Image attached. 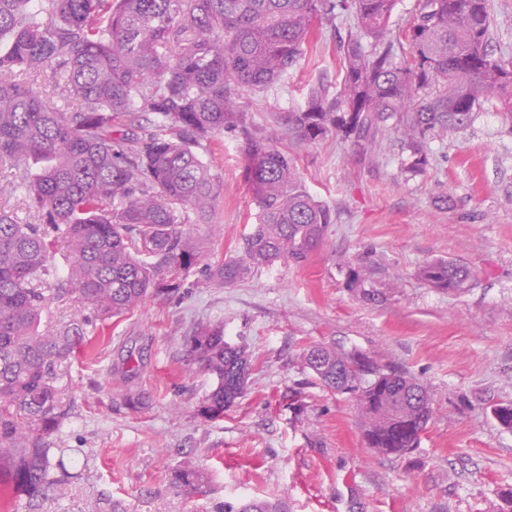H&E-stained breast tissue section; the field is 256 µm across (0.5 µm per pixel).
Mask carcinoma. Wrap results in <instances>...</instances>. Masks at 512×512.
<instances>
[{"instance_id": "obj_1", "label": "carcinoma", "mask_w": 512, "mask_h": 512, "mask_svg": "<svg viewBox=\"0 0 512 512\" xmlns=\"http://www.w3.org/2000/svg\"><path fill=\"white\" fill-rule=\"evenodd\" d=\"M398 0H0V162L31 206L66 227L67 280L103 319L148 298L173 294L198 260L182 225L207 222L218 196L199 153L215 133L245 135L246 176L256 224L243 254L206 269L229 285L252 269L308 260L333 223L331 210L302 186L294 158L272 136L249 130L240 91L261 92L305 54L317 26L342 14L354 30L338 47L334 94L314 86L288 115L305 145L336 134L380 147L387 122L398 135L403 171L429 164L427 139L466 128L473 112L496 103L512 116V60L489 50V0H420L403 48L390 20ZM60 103L45 100L41 82ZM437 87L421 97V90ZM131 112L159 118L153 131L126 123ZM52 241L38 224L0 216V488L33 508L67 471L49 447L69 417L56 368L86 343L75 323L40 329L49 298L32 282L53 276ZM461 263L419 269L432 288L455 291L470 277ZM190 361L216 380L200 411L224 417L247 391L248 346L224 340V324L200 322L184 337ZM301 359L325 389L356 401L366 447L402 457L420 444L433 416L428 390L370 354L319 343ZM512 429V404L493 407ZM205 472L185 464L174 483L194 487ZM224 512H285L250 500Z\"/></svg>"}]
</instances>
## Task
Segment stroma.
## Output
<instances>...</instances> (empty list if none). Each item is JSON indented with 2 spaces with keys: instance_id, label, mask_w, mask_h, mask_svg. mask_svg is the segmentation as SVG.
<instances>
[{
  "instance_id": "35a3bbf8",
  "label": "stroma",
  "mask_w": 512,
  "mask_h": 512,
  "mask_svg": "<svg viewBox=\"0 0 512 512\" xmlns=\"http://www.w3.org/2000/svg\"><path fill=\"white\" fill-rule=\"evenodd\" d=\"M353 25L349 16L322 25L286 76L241 98L253 127L294 157L303 187L332 211L307 262L205 285L206 266L239 256L255 222L234 130L206 144L220 191L211 223L183 227L202 254L178 293L101 320L67 291V244L52 233L57 293L42 322L80 323L88 344L58 369L71 414L52 443L73 476L37 512H221L249 499H278L288 512H498L512 487V430L492 413L512 402V118L482 106L465 129L428 141L429 164L415 176L402 171L388 129L374 154L333 135L297 146L288 115L311 87L335 88L337 41ZM0 215L46 222L1 165ZM439 258L468 266L471 279L453 292L430 288L419 269ZM361 266L371 275L357 287ZM207 320L252 354L245 396L213 420L199 406L214 380L184 345ZM314 343L370 353L427 387L434 416L418 448L399 458L366 447L353 401L303 368ZM188 459L207 474L193 491L172 479Z\"/></svg>"
}]
</instances>
